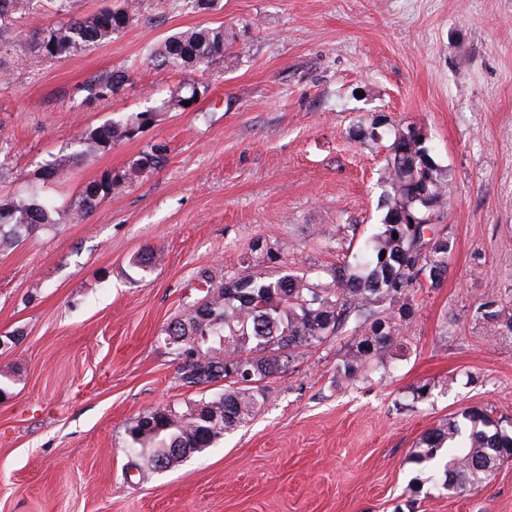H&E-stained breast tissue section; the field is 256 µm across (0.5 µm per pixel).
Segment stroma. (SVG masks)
<instances>
[{"label": "stroma", "instance_id": "obj_1", "mask_svg": "<svg viewBox=\"0 0 512 512\" xmlns=\"http://www.w3.org/2000/svg\"><path fill=\"white\" fill-rule=\"evenodd\" d=\"M52 18L50 0H32L15 52L29 55ZM219 25L246 48L210 68L192 107L55 183L36 179L84 129L184 80L147 48ZM112 70L132 86L82 105L81 86ZM379 114L421 131L452 179L438 226L448 275L416 285L402 348L339 383L345 328L269 379L258 413L215 448L135 470L127 429L140 414L224 390L184 385L165 340L202 297L199 271L218 283L286 265L316 280L375 232L387 152L361 131ZM153 143L167 147L162 166L87 221L0 247V512H512V464L463 496L408 491L426 430L470 407L512 417V0H142L112 42L0 83L2 200L72 203Z\"/></svg>", "mask_w": 512, "mask_h": 512}]
</instances>
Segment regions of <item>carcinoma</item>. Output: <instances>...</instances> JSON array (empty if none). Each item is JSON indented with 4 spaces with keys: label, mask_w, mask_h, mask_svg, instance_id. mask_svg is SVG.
Listing matches in <instances>:
<instances>
[{
    "label": "carcinoma",
    "mask_w": 512,
    "mask_h": 512,
    "mask_svg": "<svg viewBox=\"0 0 512 512\" xmlns=\"http://www.w3.org/2000/svg\"><path fill=\"white\" fill-rule=\"evenodd\" d=\"M57 19L35 38L34 58L63 62L78 52L112 42L137 17L140 3L124 0L116 8L91 14L72 11L73 0H53ZM32 0H0V81L27 63L1 37L30 10ZM223 26L188 28L174 32L148 50V59L160 67L205 73L227 57ZM131 85L126 71L93 78L79 91L83 102H107ZM202 80H185L155 104L138 112L106 119L85 129L79 149L61 153L45 163L35 177L45 183L63 177L81 159L107 152L132 139V133L165 112L185 111L184 101L205 92ZM384 168V190L379 206L383 222L352 261L331 271V280L317 283L305 274L280 268L261 275H230L207 290L205 313L188 309L165 329L169 344L185 349L194 344L198 359L181 367V380L194 385L224 370V392L204 398L186 410L171 406L150 409L152 425L128 428L135 467L153 471L168 460L174 448L202 454L224 434L250 420L261 408L266 379L307 349L343 333L348 323L358 325L349 351L337 372L355 382L368 366L382 363L399 345L400 327L414 309L412 292L420 279L437 285L448 274L447 238L437 235L451 193L448 169L439 166L425 139L409 144L398 134L389 138ZM165 148L150 145L135 160L139 171L155 169L164 161ZM123 174L106 173L85 186L77 202L61 209L35 194L0 200V245L17 242L43 227L80 224L99 203L121 193ZM398 238H393V234ZM385 257H380L381 252ZM512 460V421L495 419L478 408L463 410L425 432L409 461L425 478L409 486L413 493L430 482L445 494L477 489L504 462Z\"/></svg>",
    "instance_id": "obj_1"
}]
</instances>
